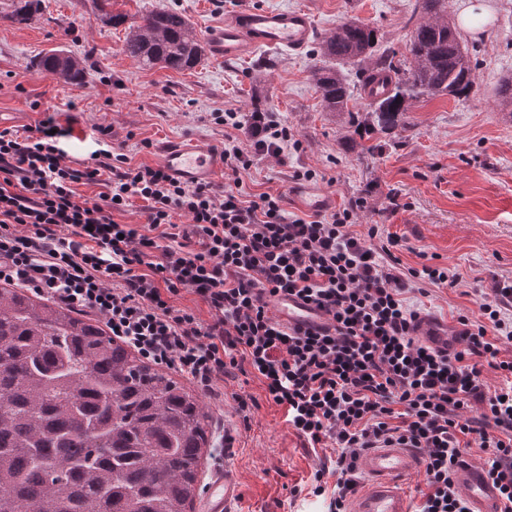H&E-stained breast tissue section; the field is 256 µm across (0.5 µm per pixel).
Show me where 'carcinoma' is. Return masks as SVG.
<instances>
[{
  "instance_id": "cac0c4a2",
  "label": "carcinoma",
  "mask_w": 512,
  "mask_h": 512,
  "mask_svg": "<svg viewBox=\"0 0 512 512\" xmlns=\"http://www.w3.org/2000/svg\"><path fill=\"white\" fill-rule=\"evenodd\" d=\"M445 3L421 0L407 68L376 53V28L358 20L317 43L325 59L364 65L359 94L368 98V133L397 129L421 96H469L471 58L448 25ZM123 52L176 71L205 57L188 18L165 9L128 27ZM39 66L67 83L83 74L62 50ZM311 79L327 111H352L354 89L341 70L319 65ZM207 426L199 398L114 341L99 321L0 287V512H188Z\"/></svg>"
}]
</instances>
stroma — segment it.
<instances>
[{
	"instance_id": "obj_1",
	"label": "stroma",
	"mask_w": 512,
	"mask_h": 512,
	"mask_svg": "<svg viewBox=\"0 0 512 512\" xmlns=\"http://www.w3.org/2000/svg\"><path fill=\"white\" fill-rule=\"evenodd\" d=\"M18 0H0V113L16 112L15 129L35 124L44 110L71 123L61 145L82 160L94 147L98 125L112 129L110 144L131 165H160L164 146L221 144L224 128L212 115L227 109L277 113L299 149L262 157L243 173L249 193L283 195V206L298 215L306 209L292 195L298 174L314 171L312 185L332 195L336 209L363 200L353 217L354 232L377 228L379 239L406 240L402 266L448 268L461 279L457 288L411 292L410 302L426 314L455 324L459 313L475 317L482 297L512 285V104L498 96L512 76V0H483L492 24L460 36L469 49L473 89L468 98L449 96L414 101L403 126L386 135L383 151L350 148L361 127V111H325L310 70L315 47L306 52L260 49L227 63L206 59L176 72L146 69L123 51L125 27L100 21L102 8L137 21L146 11L165 8L184 14L199 37L223 25L239 6L309 11L317 33L356 18L378 28L382 49L396 61L410 59L409 42L419 17L416 0H42L29 21H11ZM62 49L80 59V83L61 81L39 68L48 51ZM149 148H141V141ZM256 404L240 411L237 396ZM209 417V447L202 459L199 488H207L225 427L236 433L228 464L239 474L243 496L237 512H328L336 485V450L313 448L288 425L283 406L267 395L256 377L217 381L214 396H201ZM327 493L314 496V475Z\"/></svg>"
}]
</instances>
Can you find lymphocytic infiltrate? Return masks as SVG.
I'll use <instances>...</instances> for the list:
<instances>
[{"label":"lymphocytic infiltrate","instance_id":"f902f5d3","mask_svg":"<svg viewBox=\"0 0 512 512\" xmlns=\"http://www.w3.org/2000/svg\"><path fill=\"white\" fill-rule=\"evenodd\" d=\"M214 121L229 130L221 153L237 175L222 189L131 165L109 148L103 125L86 160L60 148L71 130L54 114L23 133L0 129V282L99 317L113 336L204 393L238 372L260 377L310 446L336 445L330 512H346L357 457L380 444L421 452L426 489L416 512H470L454 480L466 436L485 453L501 512H512V357L501 358L487 336L492 327L512 340L504 320L512 286L483 299L478 318L458 315L459 350L415 340L420 309L407 298L414 284L454 288L458 277L439 266L402 268L404 240L366 242L351 230L352 209L290 216L282 196L245 192L238 175L255 157H277L300 142L271 112L229 110ZM80 184L104 191L87 199ZM136 199L145 224L116 221ZM178 215L192 230L175 223ZM183 289L207 303L210 322L173 304ZM282 293L314 304L332 328L281 327L268 301ZM487 366L504 375L502 384L486 387ZM475 402L482 413L466 415Z\"/></svg>","mask_w":512,"mask_h":512}]
</instances>
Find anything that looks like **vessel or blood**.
Segmentation results:
<instances>
[{
  "label": "vessel or blood",
  "instance_id": "b4317fda",
  "mask_svg": "<svg viewBox=\"0 0 512 512\" xmlns=\"http://www.w3.org/2000/svg\"><path fill=\"white\" fill-rule=\"evenodd\" d=\"M314 31V21L307 11L245 6L227 17L221 28L212 30L208 39L213 58L225 62L263 47L304 51L310 46ZM162 166L172 177L193 185L210 181L221 173L224 159L212 147L194 142L164 147ZM294 194L315 212L326 211L333 204L329 193L312 186L296 187ZM273 312L275 319L289 329H318L327 323L324 312L287 294L276 297ZM415 335L442 351L456 348L464 341L462 327L431 317L419 320ZM422 465V456L416 449L396 444H381L362 452L357 468L367 482L351 497L348 512H411L404 482ZM454 479L468 499L471 512H499V491L488 480L482 466L471 464L459 468ZM241 494L237 472L225 468L214 476L200 512H234Z\"/></svg>",
  "mask_w": 512,
  "mask_h": 512
}]
</instances>
